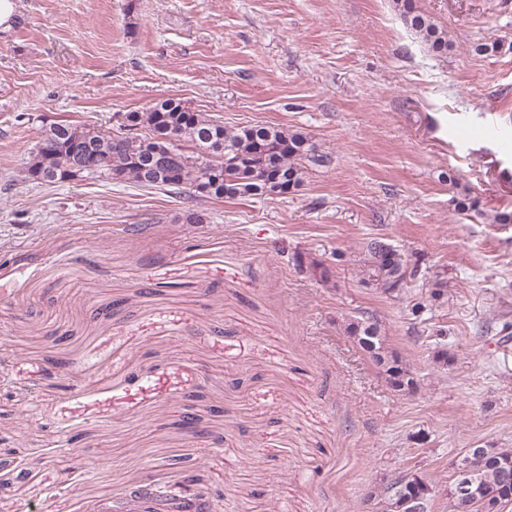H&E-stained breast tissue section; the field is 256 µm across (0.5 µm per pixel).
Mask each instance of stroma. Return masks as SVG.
<instances>
[{
  "label": "stroma",
  "mask_w": 512,
  "mask_h": 512,
  "mask_svg": "<svg viewBox=\"0 0 512 512\" xmlns=\"http://www.w3.org/2000/svg\"><path fill=\"white\" fill-rule=\"evenodd\" d=\"M13 3L0 512H110L170 475L218 512H364L410 470L435 488L428 512H448L464 449L512 448V224L491 221L512 210V51L472 50L512 42V0H418L453 40L444 58L392 0ZM166 98L306 132L329 162L288 194L224 200L26 178L51 123L115 132ZM374 238L418 267L400 298L360 282ZM354 317L380 322L416 394L345 336Z\"/></svg>",
  "instance_id": "obj_1"
}]
</instances>
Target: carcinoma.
<instances>
[{"label": "carcinoma", "instance_id": "obj_1", "mask_svg": "<svg viewBox=\"0 0 512 512\" xmlns=\"http://www.w3.org/2000/svg\"><path fill=\"white\" fill-rule=\"evenodd\" d=\"M406 28L434 55L448 52V31L424 13L415 0H394ZM124 131L112 133L66 122L42 131L30 153L26 177L39 184H58L81 178L130 183L170 194L195 192L209 198H236L283 194L300 187L308 170L323 167L328 158L319 153L308 134L272 126L227 128L224 123L195 112L175 99L155 103L146 112H133ZM143 127L146 134L136 133ZM76 163L70 171L58 159ZM383 255L388 273L402 268L398 251L379 240L371 241L359 259L361 272L372 275L375 259ZM347 336H359V350L374 365L394 392L415 393L408 385L414 371L387 343L379 324L347 319ZM476 477L477 499L503 501L512 496L502 485V472L512 474V448H492L470 461ZM179 483L131 490L116 500V512L135 510L147 500L152 512H214L202 494L186 498Z\"/></svg>", "mask_w": 512, "mask_h": 512}]
</instances>
